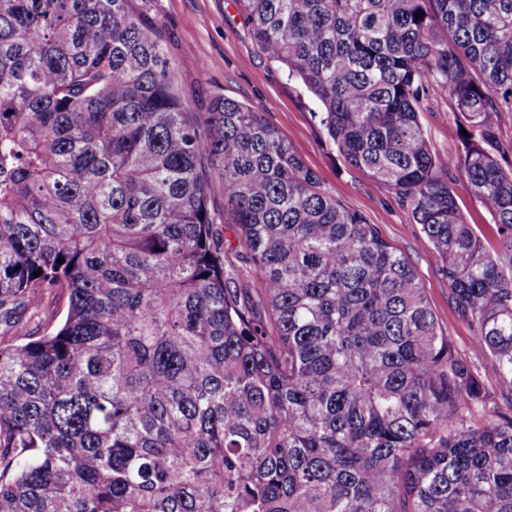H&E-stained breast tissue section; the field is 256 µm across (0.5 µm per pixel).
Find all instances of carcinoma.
<instances>
[{
  "instance_id": "1",
  "label": "carcinoma",
  "mask_w": 512,
  "mask_h": 512,
  "mask_svg": "<svg viewBox=\"0 0 512 512\" xmlns=\"http://www.w3.org/2000/svg\"><path fill=\"white\" fill-rule=\"evenodd\" d=\"M133 2L0 0V324L67 304L0 340V512H512V0H235L421 225L496 393L264 113L191 114ZM432 86L474 130L458 160ZM419 118L434 150L444 160L456 156L461 149L457 114L454 104L433 87L419 105ZM453 187L457 193L460 211L468 224L481 229L493 224L490 214L473 198L462 179H458Z\"/></svg>"
}]
</instances>
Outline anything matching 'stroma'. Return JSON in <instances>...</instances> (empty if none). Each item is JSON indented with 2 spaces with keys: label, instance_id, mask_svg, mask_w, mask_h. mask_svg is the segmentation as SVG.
Instances as JSON below:
<instances>
[{
  "label": "stroma",
  "instance_id": "35a3bbf8",
  "mask_svg": "<svg viewBox=\"0 0 512 512\" xmlns=\"http://www.w3.org/2000/svg\"><path fill=\"white\" fill-rule=\"evenodd\" d=\"M135 6L147 24L162 31L175 60V84L190 111H207L214 97L223 96L264 112L322 188L376 225L405 256L441 328L460 354L472 356V332L448 298L442 259L420 225L389 188L344 162L321 130L319 103L260 51L234 0H135ZM419 118L440 157L460 151L455 106L439 88L422 99Z\"/></svg>",
  "mask_w": 512,
  "mask_h": 512
}]
</instances>
